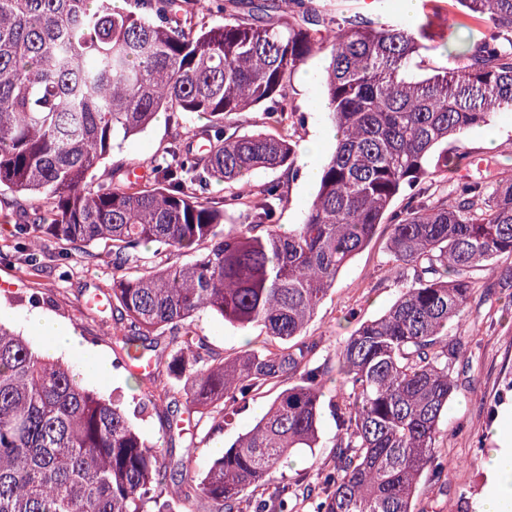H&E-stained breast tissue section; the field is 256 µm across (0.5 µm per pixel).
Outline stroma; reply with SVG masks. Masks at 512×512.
Segmentation results:
<instances>
[{
  "label": "stroma",
  "instance_id": "stroma-1",
  "mask_svg": "<svg viewBox=\"0 0 512 512\" xmlns=\"http://www.w3.org/2000/svg\"><path fill=\"white\" fill-rule=\"evenodd\" d=\"M326 2L333 13L365 15L379 23L398 21L413 25L428 18L434 25L443 26L458 14L455 0H418L411 14L405 12L403 0ZM326 63L325 54L311 57L295 73L288 95L290 132L300 144L308 136L320 137L317 161L321 164L335 147L322 80ZM490 129L503 136L502 142L492 149L484 144ZM177 132L165 114H158L144 133L129 138L116 149L112 159L142 168L172 142ZM464 147L475 160L467 169L472 177L485 178L502 167L512 169V111L498 112L488 128L470 132ZM272 180L287 184L288 199L278 215L279 228L285 231L290 225L302 223L314 198L316 183L306 182L300 176L289 178L282 170L261 169L233 184L211 182L207 195L211 201L223 204L231 195H245L250 185ZM28 204L26 196L0 191V322L40 348L46 346L47 340L27 324V315L35 310L54 315L113 364L111 372L84 377L83 385L104 397L135 405L137 398L150 391L152 385L147 382L136 386L117 367L120 348L112 339V317L91 311L87 303L91 295L107 292L112 286V262L105 257L104 246H91V258L77 254L65 259L61 256L62 244L46 239L42 248L52 254V261L38 269L28 265L24 252L16 247L15 236L19 213ZM387 259V234L381 230L343 269L335 288L307 327L308 335L322 337L323 355L334 356L355 330L357 322L344 319L348 310H356L357 321H364L379 317L396 300L399 286L385 271ZM198 325L213 347L229 359L243 350L247 342L264 338L261 328L241 331L215 317H200ZM466 329L473 333L475 341L459 363L464 374L459 377L458 388L448 405V491L442 494L424 488L422 501L427 512H475L485 486L484 461L493 447L489 431L501 404L512 403V297L504 291L487 298L476 296L467 309ZM273 399V393H266L251 404L249 412L200 443L194 463L196 472L208 467L216 446H230Z\"/></svg>",
  "mask_w": 512,
  "mask_h": 512
}]
</instances>
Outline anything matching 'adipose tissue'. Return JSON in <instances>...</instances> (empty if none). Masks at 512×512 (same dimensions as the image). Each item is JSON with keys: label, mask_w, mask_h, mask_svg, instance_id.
Listing matches in <instances>:
<instances>
[{"label": "adipose tissue", "mask_w": 512, "mask_h": 512, "mask_svg": "<svg viewBox=\"0 0 512 512\" xmlns=\"http://www.w3.org/2000/svg\"><path fill=\"white\" fill-rule=\"evenodd\" d=\"M28 322L50 340L49 346L42 350L43 355L79 351L84 357V371L99 373L106 370L102 358L93 351L83 350L78 336L60 320L36 313ZM499 416L500 421L494 425L492 435L496 447L485 463L486 488L476 512H512V404L502 406Z\"/></svg>", "instance_id": "1"}]
</instances>
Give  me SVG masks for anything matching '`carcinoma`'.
Instances as JSON below:
<instances>
[{
  "label": "carcinoma",
  "mask_w": 512,
  "mask_h": 512,
  "mask_svg": "<svg viewBox=\"0 0 512 512\" xmlns=\"http://www.w3.org/2000/svg\"><path fill=\"white\" fill-rule=\"evenodd\" d=\"M142 2L136 13L114 0H0V187L30 199L16 234L112 252L119 364L165 365L195 427L287 387L199 474L196 434L177 456L132 419L171 388L130 412L0 325V512H190L195 501L208 512H297L301 501L426 512L415 508L421 479L448 487L443 421L469 344L463 315L477 292L512 288V173L492 186L459 178L448 196L431 187L466 166L472 130L512 110V0H456L487 22L475 40L454 22L379 24L309 0H289L288 19L275 18L276 0H228L234 12L215 23L198 21L201 0ZM427 47L465 64L407 75ZM324 51L338 135L303 222L280 233L286 190L270 181L250 187L243 222L226 223L209 182L298 172L293 138L248 130L245 114L287 124L291 75ZM161 112L179 127L208 123L149 162L153 187L128 186L123 164L94 181L114 146ZM381 225L399 296L321 361L323 337L307 325ZM203 313L260 326L266 340L228 360L198 328ZM326 407L330 462L277 478L291 451L319 446Z\"/></svg>",
  "instance_id": "carcinoma-1"
}]
</instances>
